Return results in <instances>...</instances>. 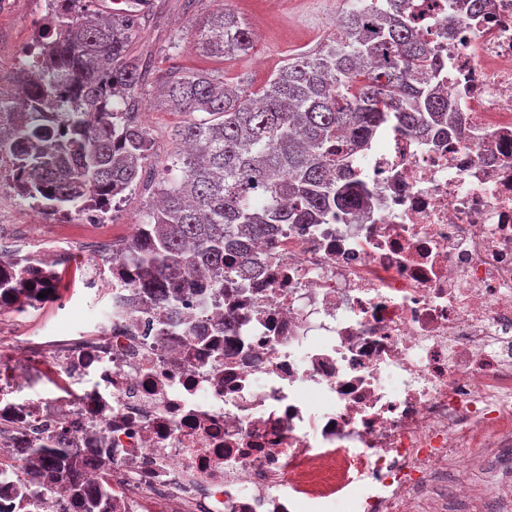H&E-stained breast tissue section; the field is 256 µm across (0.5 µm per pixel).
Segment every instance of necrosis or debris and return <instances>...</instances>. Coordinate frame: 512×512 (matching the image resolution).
I'll use <instances>...</instances> for the list:
<instances>
[{
  "mask_svg": "<svg viewBox=\"0 0 512 512\" xmlns=\"http://www.w3.org/2000/svg\"><path fill=\"white\" fill-rule=\"evenodd\" d=\"M470 4L411 0L458 123L354 155L366 210L175 301L99 256L88 330L0 324V512H445L512 463V0ZM57 275L0 311L59 306ZM60 433L80 484L28 466Z\"/></svg>",
  "mask_w": 512,
  "mask_h": 512,
  "instance_id": "4bbe7bcc",
  "label": "necrosis or debris"
}]
</instances>
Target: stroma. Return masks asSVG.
<instances>
[{"label": "stroma", "instance_id": "stroma-1", "mask_svg": "<svg viewBox=\"0 0 512 512\" xmlns=\"http://www.w3.org/2000/svg\"><path fill=\"white\" fill-rule=\"evenodd\" d=\"M220 5L254 31L255 44L249 55L219 59L199 50L195 24ZM341 10L339 0H144L140 8L143 30L132 49L150 62L153 77L176 65L223 73L228 81L255 92L289 58L314 52L334 37ZM46 14L47 0H0L1 96H14L19 51ZM142 105L154 138L155 159L164 161L176 147L172 133L185 116L171 111L151 84L143 90ZM150 198L144 190L132 191L116 206L101 211L99 223L76 224L69 216H48L31 202L18 201L10 166L0 165V242L15 248L34 245L51 256L65 244L72 257L60 281L67 308L31 313L30 324L50 332L75 328L90 319L82 278L95 255L90 244L99 240L109 245L129 238L130 225L140 223Z\"/></svg>", "mask_w": 512, "mask_h": 512}]
</instances>
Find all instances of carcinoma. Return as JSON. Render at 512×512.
<instances>
[{"instance_id":"cac0c4a2","label":"carcinoma","mask_w":512,"mask_h":512,"mask_svg":"<svg viewBox=\"0 0 512 512\" xmlns=\"http://www.w3.org/2000/svg\"><path fill=\"white\" fill-rule=\"evenodd\" d=\"M408 0H349L336 37L288 60L258 92L208 72L161 77L182 148L155 174L152 133L140 117L151 75L131 54L135 10L94 14L87 0L53 5L36 35L40 56L21 77L23 98L0 127L13 187L46 213L81 211L158 176V201L112 256L138 270V287L159 300L237 265L271 245L284 224H322L369 197L349 158L384 128L439 131L453 123L433 78L444 63L420 37ZM255 34L218 9L202 20L199 49L233 58ZM202 113L204 117L197 118ZM179 172L180 176L173 175Z\"/></svg>"}]
</instances>
